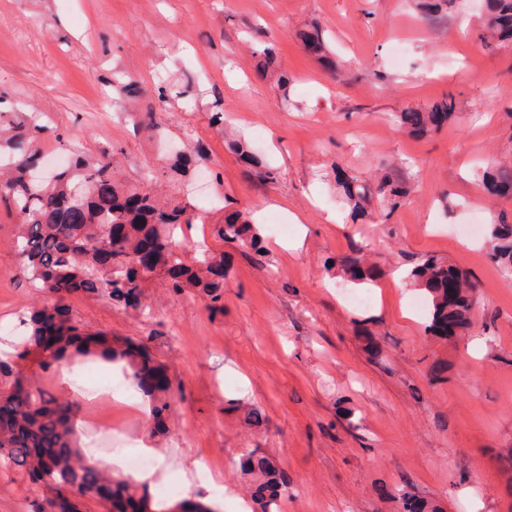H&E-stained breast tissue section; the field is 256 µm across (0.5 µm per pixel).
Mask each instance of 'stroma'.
<instances>
[{
	"label": "stroma",
	"instance_id": "stroma-1",
	"mask_svg": "<svg viewBox=\"0 0 512 512\" xmlns=\"http://www.w3.org/2000/svg\"><path fill=\"white\" fill-rule=\"evenodd\" d=\"M483 18V0H456L435 24L414 0H0V112L49 126L44 164L73 149L111 155L127 187L190 201L178 233L186 255L203 241L229 262L216 314L202 294L173 296L158 281L136 311L68 298L91 329L151 337L174 384L164 427H145L133 405L86 403L56 369L31 362L33 384L79 401L87 433L111 431L124 455H140L151 434L153 459L169 461L164 478L178 485L171 504L192 480L171 464L178 455L223 485L211 512H261L239 468L254 452L287 479L279 512H400L405 491L439 512H512V468L499 455L512 448V278L485 243L487 224L512 218V199L489 196L482 181L485 162L512 159V46L485 49ZM313 26L335 71L301 48L298 31ZM264 46L287 89L256 79ZM118 73L148 90L160 132L108 93ZM448 94V125L423 137L398 128L397 112ZM216 112L223 128L210 123ZM240 137L275 182L258 184L229 149ZM190 139L204 152L176 174L171 148ZM390 168L407 200L388 218L372 201L351 220L337 173L371 181ZM227 201L258 229L263 259L217 236ZM20 222L0 205V324L44 299L17 270ZM357 250L375 271L367 304L331 269ZM429 256L473 275L469 335L425 332L406 273ZM437 363L445 372L434 381ZM251 408L261 426L246 422Z\"/></svg>",
	"mask_w": 512,
	"mask_h": 512
}]
</instances>
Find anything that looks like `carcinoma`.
Segmentation results:
<instances>
[{
    "instance_id": "1",
    "label": "carcinoma",
    "mask_w": 512,
    "mask_h": 512,
    "mask_svg": "<svg viewBox=\"0 0 512 512\" xmlns=\"http://www.w3.org/2000/svg\"><path fill=\"white\" fill-rule=\"evenodd\" d=\"M449 0H417L426 18L435 22L448 9ZM303 50L321 59L325 41L316 29L299 34ZM484 47L493 50L512 43V0H487ZM114 90L122 97L146 98L136 81L117 80ZM454 116L453 99L441 100L423 110L406 108L397 114L400 129L413 135L437 131ZM6 139L11 161L0 173V201L21 216L18 235V271L31 284L49 295L41 304L23 312L24 334L14 349L20 359H31L47 369L67 361L71 353L99 355L125 363L141 390L149 393L151 413L163 425L170 408L173 384L166 369L148 345L153 336L114 340L105 332L91 331L65 304L74 293L105 297L124 307L141 300L147 284L156 276L172 295L187 289L204 294L215 314L224 298V255L208 248L192 260L179 251L174 232L192 223L190 202L183 198L161 200L146 191L123 190L114 177L112 157L91 159L77 155L71 164L48 181L38 180L34 144L49 132L35 116L15 126ZM243 160L256 167L260 183L276 180V173L246 149ZM488 191L512 198V163L493 165L483 172ZM344 198L356 213L366 211L373 198L382 199L393 212L408 197L409 188L398 177L384 175L377 183L337 177ZM224 240L241 241L254 254L262 250L261 238L247 214L224 206V223L217 228ZM486 242L491 259L512 276V222L505 218L490 224ZM343 277L364 286L371 279L362 258L351 255L340 262ZM411 282L425 296L426 329L448 339L473 326L476 284L463 271L446 261L428 257L412 268ZM4 396L0 397V465L16 471L35 494L32 512H80V502L69 499V488L101 498H113L117 512H137L139 500L152 499L149 488L130 478H117L104 463L83 459L70 419L78 404L33 385L21 369L0 361ZM254 482L253 497L262 512L278 506L286 478L265 456L254 453L241 464ZM402 512H437L426 498L409 491L400 497Z\"/></svg>"
}]
</instances>
